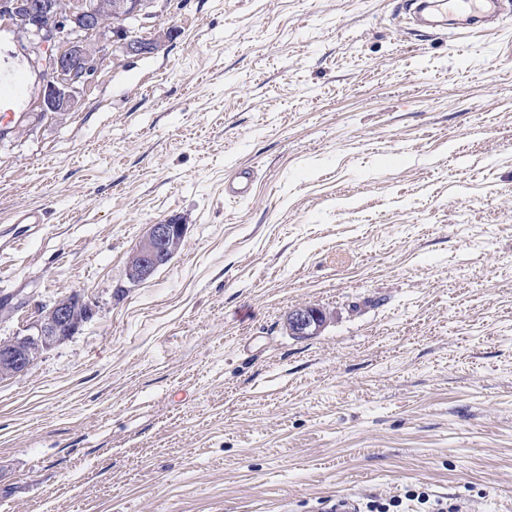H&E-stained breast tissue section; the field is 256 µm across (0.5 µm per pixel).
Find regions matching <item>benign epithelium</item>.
<instances>
[{
  "label": "benign epithelium",
  "instance_id": "benign-epithelium-1",
  "mask_svg": "<svg viewBox=\"0 0 512 512\" xmlns=\"http://www.w3.org/2000/svg\"><path fill=\"white\" fill-rule=\"evenodd\" d=\"M155 0H0V13L11 19V26L23 41L30 64L44 77L41 111L53 114L74 112L80 106L79 94L93 79L104 58L89 36H112L123 53H151L167 38L158 31L149 43L127 38L121 20L151 14ZM185 226L173 220L149 224L127 260L130 282L149 279L168 265L178 253ZM96 315L91 303L77 293L55 300L38 310L37 319L24 334L0 338V378L26 373L48 349L76 334ZM321 315L308 308L294 310L289 323L298 335L307 336L319 328Z\"/></svg>",
  "mask_w": 512,
  "mask_h": 512
}]
</instances>
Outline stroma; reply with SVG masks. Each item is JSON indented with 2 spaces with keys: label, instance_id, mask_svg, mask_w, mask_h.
Wrapping results in <instances>:
<instances>
[{
  "label": "stroma",
  "instance_id": "stroma-1",
  "mask_svg": "<svg viewBox=\"0 0 512 512\" xmlns=\"http://www.w3.org/2000/svg\"><path fill=\"white\" fill-rule=\"evenodd\" d=\"M403 3L156 0L159 50L101 41L63 117L0 20V226L47 214L0 251V337L97 306L0 379V512H512V18ZM167 218L181 250L130 283ZM302 306L327 321L299 338ZM252 180L248 168L239 170L233 180L224 187V193L234 200L241 201L251 195ZM45 223V212L38 208L21 210L14 214L13 226L11 228H18L19 224H24L19 229L20 233L32 232L36 230L40 224ZM184 231V224L173 220L148 224L127 260L126 275L129 281L143 282L159 268L168 265L178 253Z\"/></svg>",
  "mask_w": 512,
  "mask_h": 512
}]
</instances>
